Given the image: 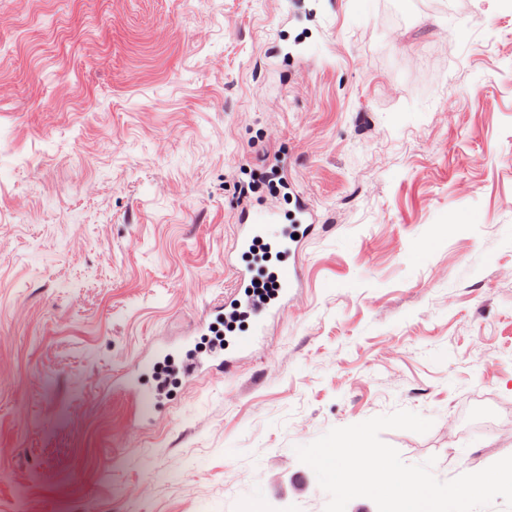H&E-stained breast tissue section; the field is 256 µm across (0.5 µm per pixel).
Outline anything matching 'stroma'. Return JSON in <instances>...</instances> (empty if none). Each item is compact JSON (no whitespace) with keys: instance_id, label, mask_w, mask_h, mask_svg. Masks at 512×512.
<instances>
[{"instance_id":"obj_1","label":"stroma","mask_w":512,"mask_h":512,"mask_svg":"<svg viewBox=\"0 0 512 512\" xmlns=\"http://www.w3.org/2000/svg\"><path fill=\"white\" fill-rule=\"evenodd\" d=\"M278 170L302 284L170 413L100 374L193 335ZM442 481L512 455V12L499 0H0V512H324L296 447ZM301 214L303 217L304 222L302 224H295V230L289 234L286 238V243L288 244V249L293 252L294 256L297 255L304 244V242L311 237L312 235L316 234L319 231V224H313L312 215L310 212L304 208L303 206H300ZM295 233L299 234L298 239H294L293 235Z\"/></svg>"}]
</instances>
